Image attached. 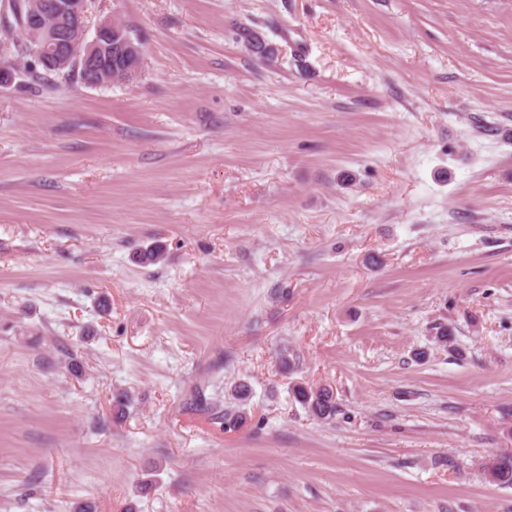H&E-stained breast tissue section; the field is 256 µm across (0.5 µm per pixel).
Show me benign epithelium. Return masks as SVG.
I'll list each match as a JSON object with an SVG mask.
<instances>
[{
    "label": "benign epithelium",
    "instance_id": "1",
    "mask_svg": "<svg viewBox=\"0 0 512 512\" xmlns=\"http://www.w3.org/2000/svg\"><path fill=\"white\" fill-rule=\"evenodd\" d=\"M88 0H9L19 28L33 43V54L51 68L74 69L83 84L98 87L128 80L140 69L142 51L116 20L101 21L92 40Z\"/></svg>",
    "mask_w": 512,
    "mask_h": 512
}]
</instances>
